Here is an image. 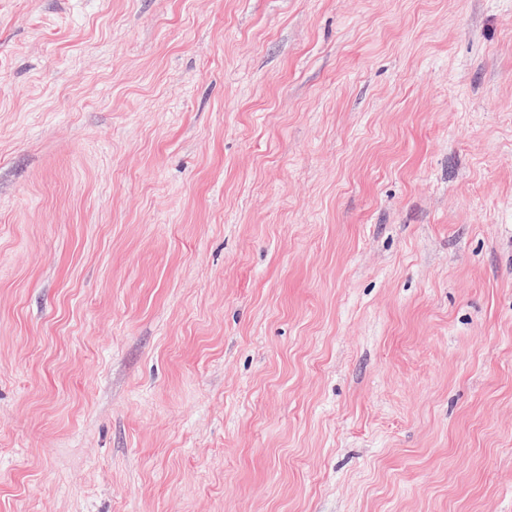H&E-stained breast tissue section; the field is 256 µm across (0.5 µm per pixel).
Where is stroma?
Instances as JSON below:
<instances>
[{
  "mask_svg": "<svg viewBox=\"0 0 512 512\" xmlns=\"http://www.w3.org/2000/svg\"><path fill=\"white\" fill-rule=\"evenodd\" d=\"M0 512H512V0H0Z\"/></svg>",
  "mask_w": 512,
  "mask_h": 512,
  "instance_id": "obj_1",
  "label": "stroma"
}]
</instances>
